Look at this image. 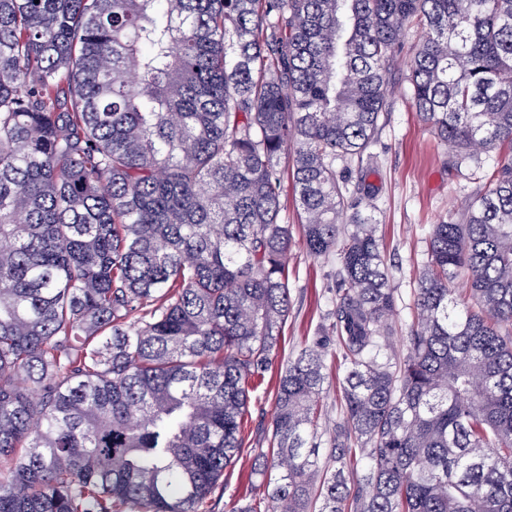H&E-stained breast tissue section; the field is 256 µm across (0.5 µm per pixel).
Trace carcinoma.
Segmentation results:
<instances>
[{
	"label": "carcinoma",
	"instance_id": "cac0c4a2",
	"mask_svg": "<svg viewBox=\"0 0 512 512\" xmlns=\"http://www.w3.org/2000/svg\"><path fill=\"white\" fill-rule=\"evenodd\" d=\"M414 24L416 115L480 186L398 352L379 188L336 161L379 168ZM286 154L338 266L266 512H512V0H0V512H207L288 319Z\"/></svg>",
	"mask_w": 512,
	"mask_h": 512
}]
</instances>
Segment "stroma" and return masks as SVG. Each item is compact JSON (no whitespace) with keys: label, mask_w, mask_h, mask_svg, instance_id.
<instances>
[{"label":"stroma","mask_w":512,"mask_h":512,"mask_svg":"<svg viewBox=\"0 0 512 512\" xmlns=\"http://www.w3.org/2000/svg\"><path fill=\"white\" fill-rule=\"evenodd\" d=\"M406 72L407 65L402 62L392 73V108L381 117V128L372 146L380 166L368 180L380 188L377 234L392 264V283L407 305L426 261L428 226L456 214L476 186L469 168L453 167L452 151L438 145L434 135L417 120L409 84L404 79ZM281 202L280 221L292 234L287 260L290 310L284 339L273 370L258 384L256 394L261 402L251 406L244 419L242 452L225 470L222 486L212 497L211 512H232L236 504L263 501L265 489L253 473V464L257 455L269 448L278 369L319 336L332 307L337 259L314 258L307 253L291 180L283 182Z\"/></svg>","instance_id":"obj_1"}]
</instances>
